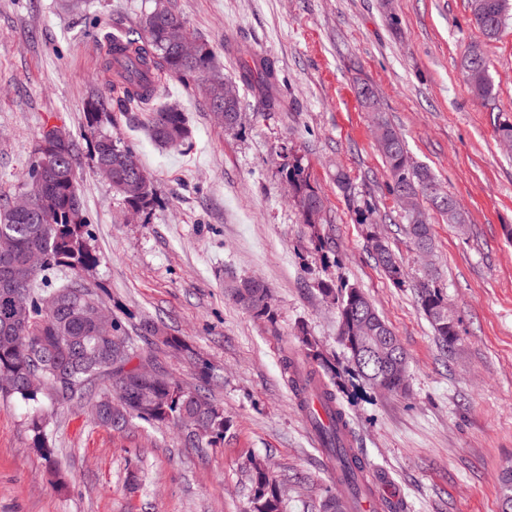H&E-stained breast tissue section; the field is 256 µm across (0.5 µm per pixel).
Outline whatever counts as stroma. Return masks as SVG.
<instances>
[{
    "label": "stroma",
    "mask_w": 512,
    "mask_h": 512,
    "mask_svg": "<svg viewBox=\"0 0 512 512\" xmlns=\"http://www.w3.org/2000/svg\"><path fill=\"white\" fill-rule=\"evenodd\" d=\"M188 31L209 43L226 78L238 69L225 42L269 57L292 96L288 112L263 111L240 87L241 123L219 124L206 101L165 85L187 115L190 145L154 143L142 113L112 104L106 130L135 146L157 190L147 217L127 214L91 156L84 112L110 96L99 79L110 40L151 0H0V194L27 170L44 120L66 127L99 263L85 279L129 335L147 318L197 352L191 365L147 348L167 375L195 386L207 366L215 403L230 421L207 453L184 447L174 425L138 421L124 433L80 408L51 426L62 484L51 483L31 444L24 404L0 398V512H246L247 456L266 459L285 512H320L336 490L285 378L282 349L306 327L335 366L353 446L381 498L407 512H500L498 476L512 465V152L496 128L512 120V19L484 45L495 99L475 98L460 70L478 39L468 0H174ZM378 89L385 116L468 215L459 232L439 214L435 251L421 257L385 184L375 113L356 80ZM301 164L326 199L324 221H302L285 184ZM345 171L351 194L336 186ZM373 203V225L362 209ZM384 237L408 272L393 285L368 236ZM438 270L458 326L442 352L418 304L426 266ZM269 286L275 323L227 295L230 278ZM349 282L392 326L409 360L407 386L378 391L354 375L322 283Z\"/></svg>",
    "instance_id": "stroma-1"
}]
</instances>
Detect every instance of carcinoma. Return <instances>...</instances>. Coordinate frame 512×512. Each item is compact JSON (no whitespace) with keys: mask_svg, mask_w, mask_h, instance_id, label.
Segmentation results:
<instances>
[{"mask_svg":"<svg viewBox=\"0 0 512 512\" xmlns=\"http://www.w3.org/2000/svg\"><path fill=\"white\" fill-rule=\"evenodd\" d=\"M469 9L483 41L499 37L512 16V0H469ZM186 40L189 32L170 0H155L134 25L112 38L102 74L116 94V101L136 104L143 112L148 135L168 147L190 144L192 129L188 118L175 104L160 101L163 81L175 80L187 92L202 96L211 110L222 109L227 128L240 121V100L224 102V71L218 66L214 49L197 40L194 54H187L174 42L173 34ZM460 69L477 98H495V84L483 51L482 41L465 49ZM239 81L251 88L267 112H286L288 103L277 92L278 75L273 61L256 53L239 59ZM360 100L370 111L382 107L377 89L368 81L357 87ZM85 118L93 133L92 156L95 164L112 168V188L125 207L150 213L156 203L153 182L140 184L129 171L143 170L135 147L101 129L107 118L106 103L93 98L87 102ZM384 138L379 149L390 181L388 191L397 204L411 191L421 197L423 216L407 213L406 233L417 250L432 253L434 242L429 211L465 231L466 217L450 195L434 196L429 188L436 183L432 169L415 162L405 141L385 120H380ZM77 144L70 131L44 124L28 170L16 191L35 201L32 211L12 209L13 200H0V238L12 242L10 261L0 262V275L10 267L14 279L10 288H0V396L16 398L28 407V428L34 448L46 463L49 476L56 477V449L49 432L48 406L64 407L78 398L88 406V414L114 431L127 430L141 420L180 427L185 443L201 453L224 440L229 420L206 393L209 375L201 374V384L185 388L165 375H147L159 366L136 346L140 338L149 344L161 343L189 360L193 350L179 337L168 335L165 327L146 319L138 337L127 334L114 319L96 325L88 315L102 304L82 278V272L95 267L98 257L90 244L89 221L78 191L73 163ZM288 192L300 208L302 221L310 226L322 222L325 200L311 185L305 169L296 164L285 171ZM371 251L389 280L401 286L406 272L395 253L381 241L371 240ZM40 253L45 263L38 269L27 266L29 257ZM232 300L258 318L275 324L270 290L259 278L246 277L227 285ZM326 299L336 305L338 336L350 354L357 375L374 387L388 392L406 388L407 353L389 323L380 315L361 288L348 283L322 288ZM418 303L431 324L436 342L443 351L453 350L458 341L457 323L448 308V298L435 285L429 273L418 284ZM296 338L306 349V359L294 351L283 358L288 386L297 402L310 392L319 394L331 408L339 425L326 426L316 419L308 422L319 438L326 460H344L343 473L336 481L338 493L325 503L328 512H354L353 504L364 490H371L370 464L345 458L347 448L339 440L353 438L348 414L339 397L336 371L329 366L315 341L305 329ZM245 467L251 481L247 512H284L279 487L265 460L251 456ZM500 512H512V467L499 477Z\"/></svg>","mask_w":512,"mask_h":512,"instance_id":"obj_1","label":"carcinoma"}]
</instances>
